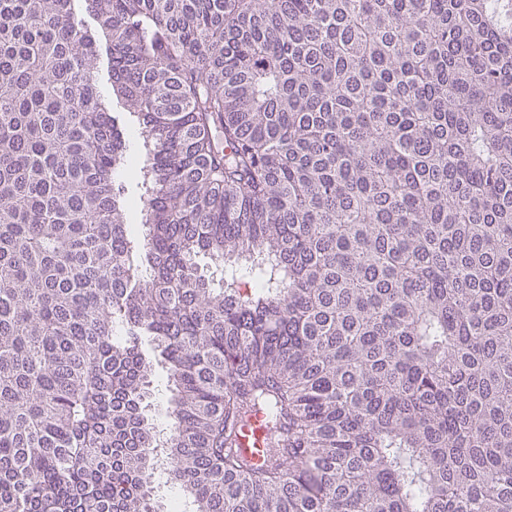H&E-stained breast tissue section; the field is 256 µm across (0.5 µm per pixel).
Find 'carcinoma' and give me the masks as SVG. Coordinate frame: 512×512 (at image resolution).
<instances>
[{
  "label": "carcinoma",
  "mask_w": 512,
  "mask_h": 512,
  "mask_svg": "<svg viewBox=\"0 0 512 512\" xmlns=\"http://www.w3.org/2000/svg\"><path fill=\"white\" fill-rule=\"evenodd\" d=\"M158 474L512 512V0H0V512ZM240 447L254 461H261L272 448H268L267 430L261 414L253 415L241 429Z\"/></svg>",
  "instance_id": "cac0c4a2"
}]
</instances>
